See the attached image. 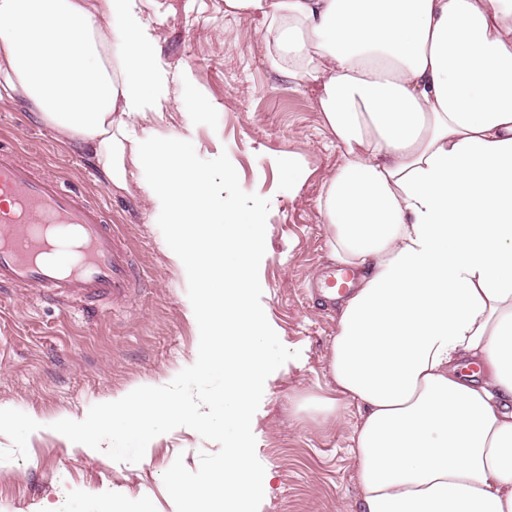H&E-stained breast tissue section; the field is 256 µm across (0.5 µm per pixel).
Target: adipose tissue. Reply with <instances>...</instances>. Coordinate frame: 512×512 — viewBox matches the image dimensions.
<instances>
[{
  "label": "adipose tissue",
  "instance_id": "obj_1",
  "mask_svg": "<svg viewBox=\"0 0 512 512\" xmlns=\"http://www.w3.org/2000/svg\"><path fill=\"white\" fill-rule=\"evenodd\" d=\"M259 22L268 68L311 92L341 162L318 206L340 297L332 398L357 410L361 512H512V0H224ZM120 55H113V45ZM193 90L173 81L138 0H0V98L22 95L108 188L139 183L151 224L197 287L195 375L224 378L211 427L234 424L224 471L174 492L206 512H253L266 480L246 429L278 331L255 269L266 210L227 234L224 189L182 133L142 128Z\"/></svg>",
  "mask_w": 512,
  "mask_h": 512
}]
</instances>
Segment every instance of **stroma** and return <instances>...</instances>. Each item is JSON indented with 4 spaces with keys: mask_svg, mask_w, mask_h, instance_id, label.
<instances>
[{
    "mask_svg": "<svg viewBox=\"0 0 512 512\" xmlns=\"http://www.w3.org/2000/svg\"><path fill=\"white\" fill-rule=\"evenodd\" d=\"M172 76H190L204 101L165 104L163 118L145 126L166 137L193 126L189 144L197 164H224V192L233 222L248 220L255 201L266 206L264 259L257 269L260 304L279 340L269 348L278 368L252 425L251 446L269 479L256 512H359L360 489L348 454L357 418L327 425L296 418L294 401L331 396L328 364L336 334V306L318 295L337 265L328 254L317 198L340 152L312 98L278 79L251 52L256 21L224 13V0H140ZM0 144L15 149L47 177H58L89 201L127 246L144 284L124 302H103L96 319L72 303L41 297L37 289L0 298V408L20 410L41 427L27 442V459L0 462V506L7 512H100L104 502L137 512H176L162 476L175 458L189 470L216 443L180 427L154 441L139 463H118L71 448L51 430L61 419H84L91 406L117 400L140 386H163L194 364L198 341L191 312L197 288L169 256L167 228L150 224L151 207L139 186L107 189L84 157L70 151L33 109L0 99ZM297 156L309 175L298 188L276 166ZM304 350L295 367L288 359Z\"/></svg>",
    "mask_w": 512,
    "mask_h": 512,
    "instance_id": "1",
    "label": "stroma"
}]
</instances>
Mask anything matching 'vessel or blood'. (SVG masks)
<instances>
[{
	"instance_id": "1",
	"label": "vessel or blood",
	"mask_w": 512,
	"mask_h": 512,
	"mask_svg": "<svg viewBox=\"0 0 512 512\" xmlns=\"http://www.w3.org/2000/svg\"><path fill=\"white\" fill-rule=\"evenodd\" d=\"M7 286L116 302L137 278L100 205L0 149V288Z\"/></svg>"
}]
</instances>
